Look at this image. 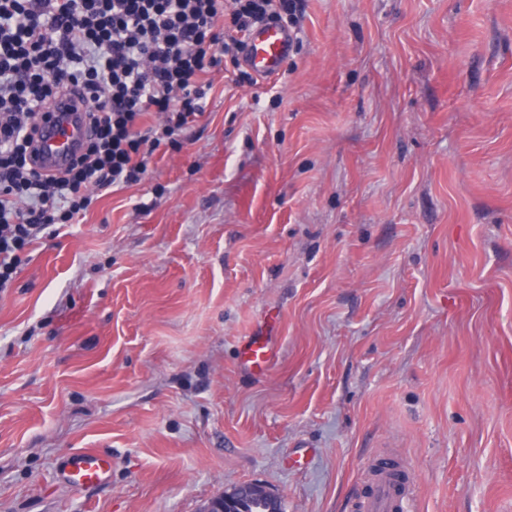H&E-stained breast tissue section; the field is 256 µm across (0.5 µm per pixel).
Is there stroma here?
Returning <instances> with one entry per match:
<instances>
[{"mask_svg": "<svg viewBox=\"0 0 512 512\" xmlns=\"http://www.w3.org/2000/svg\"><path fill=\"white\" fill-rule=\"evenodd\" d=\"M146 178L0 290V512H512V0H302ZM271 336L272 367L238 346ZM108 480L61 477L73 452ZM111 458L95 449H84L67 457L63 477L73 486L100 484L108 479ZM411 501L407 474L404 484L400 485L391 470L384 468L372 473L369 492L361 496L354 507L357 512H410ZM248 506L253 511L281 512L282 501L278 495L263 485L243 483L224 490V493L210 499L202 512H244Z\"/></svg>", "mask_w": 512, "mask_h": 512, "instance_id": "1", "label": "stroma"}]
</instances>
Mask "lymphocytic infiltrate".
I'll return each instance as SVG.
<instances>
[{
    "label": "lymphocytic infiltrate",
    "instance_id": "lymphocytic-infiltrate-1",
    "mask_svg": "<svg viewBox=\"0 0 512 512\" xmlns=\"http://www.w3.org/2000/svg\"><path fill=\"white\" fill-rule=\"evenodd\" d=\"M297 0H0V289L22 255L94 201L139 183L160 145L203 117L211 76L254 26ZM82 108V150L58 174L32 163L40 115Z\"/></svg>",
    "mask_w": 512,
    "mask_h": 512
}]
</instances>
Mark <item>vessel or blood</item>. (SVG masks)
Listing matches in <instances>:
<instances>
[{
	"label": "vessel or blood",
	"instance_id": "1",
	"mask_svg": "<svg viewBox=\"0 0 512 512\" xmlns=\"http://www.w3.org/2000/svg\"><path fill=\"white\" fill-rule=\"evenodd\" d=\"M293 42V33L277 23L256 26L247 37L244 63L259 78L275 77ZM50 112V121L41 126L35 140L34 162L44 172L54 173L79 150L85 127L79 113L69 111L64 100H56ZM240 354L245 367L260 373L270 367L274 348L270 340L250 337L243 341ZM111 466L108 455L85 449L67 458L63 476L74 486L99 484L107 480ZM411 501L408 485L397 483L390 469L384 468L372 475L368 492L357 500L355 508L357 512H410Z\"/></svg>",
	"mask_w": 512,
	"mask_h": 512
}]
</instances>
